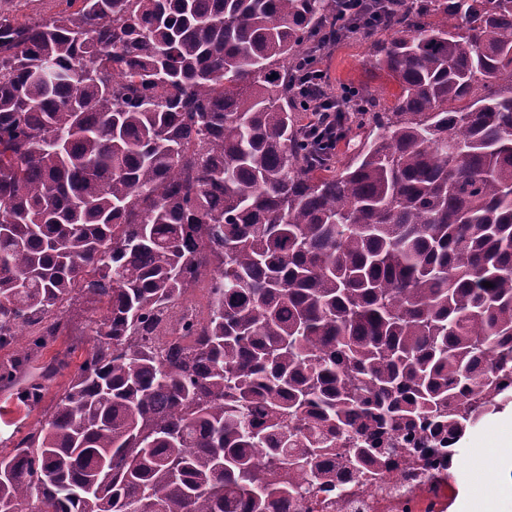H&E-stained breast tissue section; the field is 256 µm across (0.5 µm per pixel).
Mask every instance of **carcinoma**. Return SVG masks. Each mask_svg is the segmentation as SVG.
I'll list each match as a JSON object with an SVG mask.
<instances>
[{"mask_svg": "<svg viewBox=\"0 0 512 512\" xmlns=\"http://www.w3.org/2000/svg\"><path fill=\"white\" fill-rule=\"evenodd\" d=\"M400 2L340 166L290 100L336 0L0 9V390L41 406L80 298L93 336L0 512H289L512 399V0Z\"/></svg>", "mask_w": 512, "mask_h": 512, "instance_id": "obj_1", "label": "carcinoma"}]
</instances>
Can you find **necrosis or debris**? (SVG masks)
<instances>
[{"mask_svg":"<svg viewBox=\"0 0 512 512\" xmlns=\"http://www.w3.org/2000/svg\"><path fill=\"white\" fill-rule=\"evenodd\" d=\"M397 455L368 481L343 479L339 505L321 508L318 498L300 501L299 512H445L451 486L448 455L427 450L422 430L394 435Z\"/></svg>","mask_w":512,"mask_h":512,"instance_id":"obj_1","label":"necrosis or debris"}]
</instances>
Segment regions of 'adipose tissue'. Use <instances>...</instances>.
Wrapping results in <instances>:
<instances>
[{
    "instance_id": "adipose-tissue-1",
    "label": "adipose tissue",
    "mask_w": 512,
    "mask_h": 512,
    "mask_svg": "<svg viewBox=\"0 0 512 512\" xmlns=\"http://www.w3.org/2000/svg\"><path fill=\"white\" fill-rule=\"evenodd\" d=\"M508 427L497 438L493 450L473 449L470 476L460 493L461 512H512V483L488 486L482 475L493 468L512 472V413L506 417Z\"/></svg>"
}]
</instances>
